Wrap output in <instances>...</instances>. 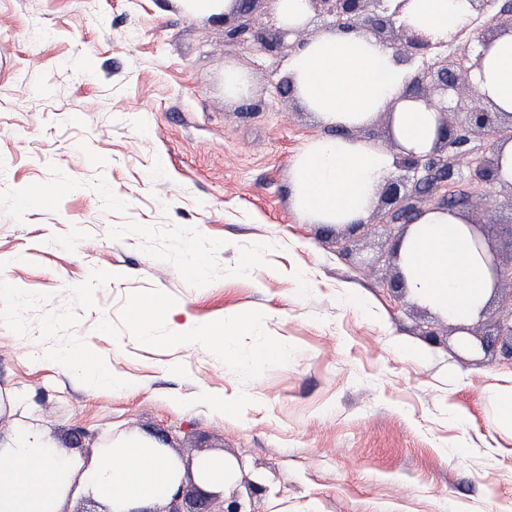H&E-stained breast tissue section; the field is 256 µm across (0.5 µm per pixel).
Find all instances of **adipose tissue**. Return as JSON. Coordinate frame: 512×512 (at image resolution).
<instances>
[{
    "mask_svg": "<svg viewBox=\"0 0 512 512\" xmlns=\"http://www.w3.org/2000/svg\"><path fill=\"white\" fill-rule=\"evenodd\" d=\"M472 0H408L403 21L431 42L448 43L470 28ZM481 66L473 79L493 108L512 114V33L477 45ZM286 73L300 106L337 136L305 142L289 171L291 208L303 224H359L375 208L399 156L433 149L440 114L407 95L409 63L388 44L362 31L323 30L287 60ZM389 117L396 143L389 150L354 137V129ZM472 215L463 209L425 211L408 228L399 267L410 296L460 324L476 322L493 296L494 281L474 244ZM262 320L250 312L220 328L180 325L186 340L219 357L239 353L241 336ZM88 386L126 383L93 361L85 349L62 356ZM184 474L181 463L156 440L121 435L91 463L61 453L33 424L0 438V512H60L69 493L92 496L112 512H141L167 501Z\"/></svg>",
    "mask_w": 512,
    "mask_h": 512,
    "instance_id": "ef3b65f1",
    "label": "adipose tissue"
}]
</instances>
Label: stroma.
<instances>
[{
    "instance_id": "stroma-1",
    "label": "stroma",
    "mask_w": 512,
    "mask_h": 512,
    "mask_svg": "<svg viewBox=\"0 0 512 512\" xmlns=\"http://www.w3.org/2000/svg\"><path fill=\"white\" fill-rule=\"evenodd\" d=\"M229 66L250 102L225 99ZM283 76L181 0H0V276L20 293L0 303V388L22 402L0 433L36 424L87 461L114 435L166 432L184 458L262 473L253 512H512V430L484 400L512 362L463 355L455 324L380 288L398 231L377 215L348 257L297 223L289 165L328 131L277 96ZM135 300L203 327L260 313L244 355L272 336L282 353L251 367L165 323L139 337ZM79 345L126 388L58 364Z\"/></svg>"
}]
</instances>
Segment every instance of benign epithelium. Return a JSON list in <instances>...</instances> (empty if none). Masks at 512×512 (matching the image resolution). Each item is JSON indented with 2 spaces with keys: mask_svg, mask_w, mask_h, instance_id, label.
I'll return each mask as SVG.
<instances>
[{
  "mask_svg": "<svg viewBox=\"0 0 512 512\" xmlns=\"http://www.w3.org/2000/svg\"><path fill=\"white\" fill-rule=\"evenodd\" d=\"M259 0H237V10L224 14V34L231 43L245 44L258 55L285 59L308 39V27L273 26L266 33L257 27L259 15L254 4ZM314 15L324 20L325 26L338 31L361 29L376 39L398 50L406 59L420 62L408 83V96L422 100L441 114L438 146L427 155L408 154L400 157L397 167L411 176L410 184L391 179L385 184L381 203L384 209L382 223L393 228L406 229L426 207L446 208L454 194L448 183L455 171L465 168L469 173L470 190L486 201L487 217L500 210L512 212V183L504 199L495 195L503 186L498 178L499 157L491 148L481 154L469 147L478 139L512 140V119L505 120L500 112H492L485 105L486 97L473 81L472 72L481 66V56L469 51L473 35L488 41L486 31L492 27L512 30V10L493 9L494 0H474L475 17L472 30L462 34L461 49L449 53L440 44H433L419 36L407 24L399 21L405 0H305ZM477 241L492 255L491 271L494 291L507 284L512 287V261L504 263L486 234L485 224L472 225ZM496 333L490 334L482 325L462 327L459 344L471 353L487 355L500 347L503 358L512 361V305L495 324ZM263 491V486L252 482L246 493L231 488L220 493L207 490L195 477L192 467L185 472L175 494L163 506L144 512H249L244 495Z\"/></svg>",
  "mask_w": 512,
  "mask_h": 512,
  "instance_id": "benign-epithelium-1",
  "label": "benign epithelium"
}]
</instances>
